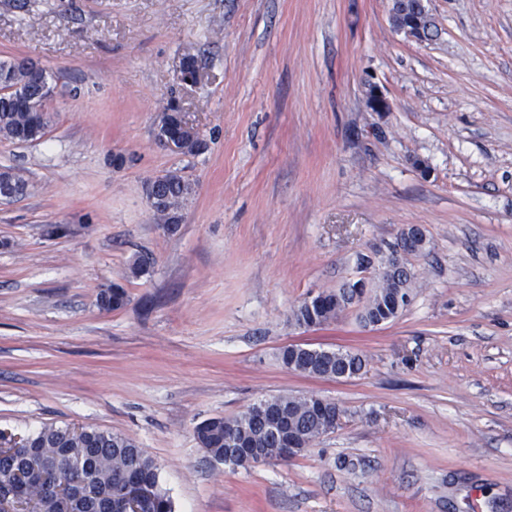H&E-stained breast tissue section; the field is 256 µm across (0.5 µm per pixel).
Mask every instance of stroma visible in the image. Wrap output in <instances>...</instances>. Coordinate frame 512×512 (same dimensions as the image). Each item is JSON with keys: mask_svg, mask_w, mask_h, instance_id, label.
<instances>
[{"mask_svg": "<svg viewBox=\"0 0 512 512\" xmlns=\"http://www.w3.org/2000/svg\"><path fill=\"white\" fill-rule=\"evenodd\" d=\"M424 7L419 41L391 0H0V59L59 90L40 141L0 140L29 184L0 204V429L126 435L175 512H512V0ZM171 105L205 152L159 144ZM169 170L196 187L173 232L145 194ZM413 225L397 318L291 323L310 294L377 284ZM112 283L128 302L105 311ZM291 344L366 367L303 376ZM308 394L342 423L288 460L232 468L196 438Z\"/></svg>", "mask_w": 512, "mask_h": 512, "instance_id": "1", "label": "stroma"}]
</instances>
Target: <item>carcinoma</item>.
Returning a JSON list of instances; mask_svg holds the SVG:
<instances>
[{
    "mask_svg": "<svg viewBox=\"0 0 512 512\" xmlns=\"http://www.w3.org/2000/svg\"><path fill=\"white\" fill-rule=\"evenodd\" d=\"M34 61L21 56L0 60V139L13 143L40 140L53 122L54 115H37L21 105L24 96H35L28 70ZM9 191L14 197L28 192V183L10 167L0 168V193ZM195 185L179 173L170 171L151 179L147 199L158 223L170 231L182 220V210L195 195ZM393 249L401 253L398 267L379 275L371 300L360 315L361 320L388 322L395 317L396 302L409 303L414 273L407 257L421 251L415 243L400 236ZM127 301L124 289L112 285L99 294V305L105 310L122 308ZM352 303L349 287L329 293L319 305L306 302L290 314L296 326L320 327L334 320ZM361 371L365 361L349 351L347 358L320 372L339 374L345 368ZM277 406L296 404L292 425L307 444L323 435V424L304 404L301 397L281 395L270 398ZM233 429L238 438L262 453L258 462L281 460L276 437L254 420L246 410L234 417H212L196 427L197 438L209 456L217 462L234 465L237 449L224 447V430ZM12 445L0 447V499L8 498L21 505L18 512H125V500L118 495L121 487L139 493L140 512H174L169 494L159 483L158 466L137 443L124 435L93 426H69L44 423L37 430L19 438L11 435ZM79 475L81 484L67 497L52 487L51 479Z\"/></svg>",
    "mask_w": 512,
    "mask_h": 512,
    "instance_id": "1",
    "label": "carcinoma"
}]
</instances>
